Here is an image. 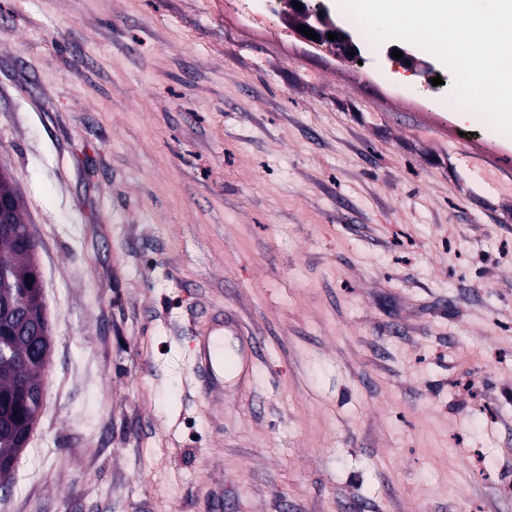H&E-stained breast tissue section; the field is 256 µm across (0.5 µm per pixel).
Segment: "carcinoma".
Wrapping results in <instances>:
<instances>
[{
  "label": "carcinoma",
  "instance_id": "carcinoma-1",
  "mask_svg": "<svg viewBox=\"0 0 512 512\" xmlns=\"http://www.w3.org/2000/svg\"><path fill=\"white\" fill-rule=\"evenodd\" d=\"M31 247L23 235L0 234V462L17 461L28 415L40 411L44 362L30 327L16 314L18 285L30 276Z\"/></svg>",
  "mask_w": 512,
  "mask_h": 512
}]
</instances>
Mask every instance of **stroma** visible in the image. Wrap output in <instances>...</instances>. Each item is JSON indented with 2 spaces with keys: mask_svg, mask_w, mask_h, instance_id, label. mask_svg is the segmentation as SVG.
<instances>
[{
  "mask_svg": "<svg viewBox=\"0 0 512 512\" xmlns=\"http://www.w3.org/2000/svg\"><path fill=\"white\" fill-rule=\"evenodd\" d=\"M274 0H0V168L52 352L0 512H512V219L427 116ZM261 349L200 397L213 315Z\"/></svg>",
  "mask_w": 512,
  "mask_h": 512,
  "instance_id": "obj_1",
  "label": "stroma"
}]
</instances>
